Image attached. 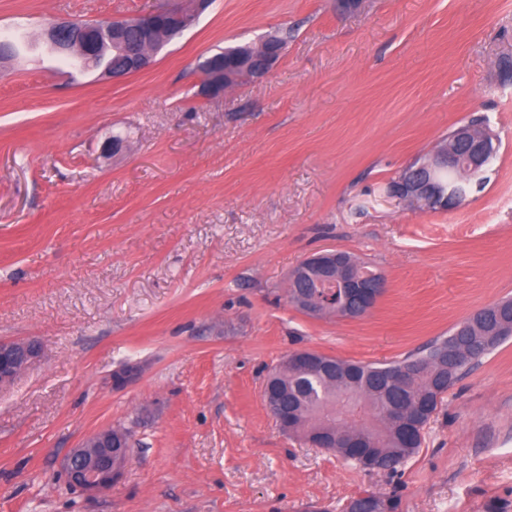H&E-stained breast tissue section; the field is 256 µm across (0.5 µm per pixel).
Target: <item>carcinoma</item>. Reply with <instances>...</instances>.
Listing matches in <instances>:
<instances>
[{
    "label": "carcinoma",
    "mask_w": 512,
    "mask_h": 512,
    "mask_svg": "<svg viewBox=\"0 0 512 512\" xmlns=\"http://www.w3.org/2000/svg\"><path fill=\"white\" fill-rule=\"evenodd\" d=\"M290 278L288 300L307 292L311 284L294 269ZM322 311L319 316H337L336 292L321 289ZM512 337V299H504L484 307L456 325L449 335L440 336L423 350L408 355L391 365L352 362L327 355L301 366L283 360L267 379L278 391L284 418L278 422L282 431L303 437L313 445L332 447L337 456L365 469L364 454L376 459L374 469L394 473L420 447L404 446L399 430L389 421L388 400L380 392L382 379L404 367L422 363L429 371L420 375L414 388L406 392L418 404L417 413L426 423L439 400L459 373ZM470 358L455 364L451 357L462 351ZM345 433V443L356 448H336V434ZM355 512H397L396 495L364 491L351 499Z\"/></svg>",
    "instance_id": "cac0c4a2"
}]
</instances>
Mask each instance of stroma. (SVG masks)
I'll return each mask as SVG.
<instances>
[{
  "label": "stroma",
  "instance_id": "stroma-1",
  "mask_svg": "<svg viewBox=\"0 0 512 512\" xmlns=\"http://www.w3.org/2000/svg\"><path fill=\"white\" fill-rule=\"evenodd\" d=\"M155 3L0 0L21 46L0 65V340L44 349L0 388V512H341L365 490L398 512H512V339L392 475L288 435L262 397L293 351L390 363L512 297V0H213L120 79L28 49L54 21ZM275 32L265 78L202 95L200 60ZM475 116L500 149L462 206L387 195ZM328 249L383 274L367 315L289 303L290 273ZM127 363L138 377L113 387ZM108 428L132 453L89 498L61 465Z\"/></svg>",
  "mask_w": 512,
  "mask_h": 512
}]
</instances>
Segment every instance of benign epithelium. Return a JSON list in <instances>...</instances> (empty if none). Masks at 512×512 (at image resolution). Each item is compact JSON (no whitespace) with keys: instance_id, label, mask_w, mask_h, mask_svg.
Returning a JSON list of instances; mask_svg holds the SVG:
<instances>
[{"instance_id":"obj_1","label":"benign epithelium","mask_w":512,"mask_h":512,"mask_svg":"<svg viewBox=\"0 0 512 512\" xmlns=\"http://www.w3.org/2000/svg\"><path fill=\"white\" fill-rule=\"evenodd\" d=\"M211 0H163L153 10L132 19H117L110 27L96 24L77 25L58 22L47 28L45 43L60 55L79 54L85 69L98 68L97 57L107 46L124 61L119 69H103L102 75L114 79L148 68L157 54L167 45L163 36L166 25L180 30L190 28L209 7ZM128 27L139 29V42L130 44L123 37ZM284 47L266 35L249 46L248 56L239 61L229 52L215 54L199 64L204 75L201 93L215 96L242 81L261 79L277 64ZM452 145L435 149L431 154L407 166L387 188L391 197L408 199L430 211H451L460 207L468 192L448 187L443 189L428 176L436 170L460 167L480 179L486 173L500 147L497 136L488 127L478 131L470 125H460L453 131ZM302 269L313 272V282L329 283L343 298L342 312L348 318L367 315L376 305L385 288L382 275L369 272L347 258L341 251L322 252L303 262ZM43 354L35 339L0 341V387L10 384L22 372L36 363ZM411 407L393 408V422L407 436L414 435L415 423ZM112 430L105 429L86 439L64 461L67 480L88 496L105 493L113 482Z\"/></svg>"}]
</instances>
